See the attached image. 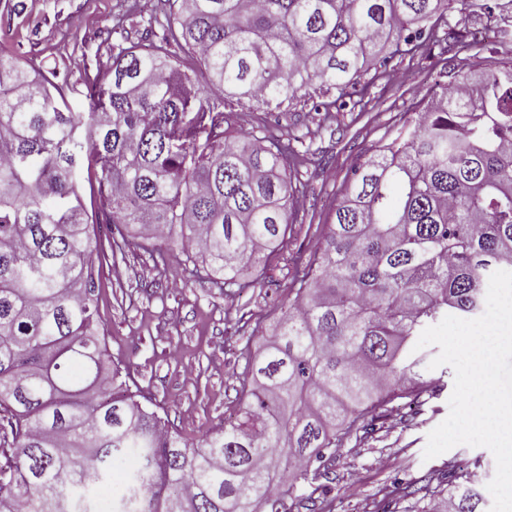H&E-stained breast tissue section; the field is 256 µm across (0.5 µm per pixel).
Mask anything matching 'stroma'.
Instances as JSON below:
<instances>
[{"instance_id":"stroma-1","label":"stroma","mask_w":512,"mask_h":512,"mask_svg":"<svg viewBox=\"0 0 512 512\" xmlns=\"http://www.w3.org/2000/svg\"><path fill=\"white\" fill-rule=\"evenodd\" d=\"M142 0H0V51L55 77L71 111L89 109L85 74L107 78L112 53L145 27L162 34L154 8ZM123 24H116V17ZM465 53L443 42L423 56H397L365 73V106L332 107L337 91L313 82L296 95L239 100L206 89L207 111L230 115L246 131H263L303 152L291 174L294 230L264 273L261 286L223 288L190 274L180 248L154 242L152 251L102 256L98 263L99 320L113 361L126 367L132 390L167 408L189 441L201 442L240 409L249 352L288 300L297 259H309L325 224L334 219L352 165L375 146L415 123L440 76L461 71ZM436 382L410 415L402 403L373 419L371 434L348 438L329 462L328 476L296 480L280 512H389L404 502L407 483L454 465H477L480 485L496 470L491 451L459 445L431 459L428 433L449 414L454 370L431 372Z\"/></svg>"}]
</instances>
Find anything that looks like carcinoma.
Segmentation results:
<instances>
[{
	"label": "carcinoma",
	"mask_w": 512,
	"mask_h": 512,
	"mask_svg": "<svg viewBox=\"0 0 512 512\" xmlns=\"http://www.w3.org/2000/svg\"><path fill=\"white\" fill-rule=\"evenodd\" d=\"M160 3L166 33L119 48L108 81L86 78L84 113L0 54V512H95L129 452L141 465L115 512H279L366 414L419 401L434 380L418 336L476 315L491 273L512 266L511 60L442 86L356 163L294 296L248 353L239 415L189 443L107 362L92 255L164 239L231 288L293 227V148L206 111L194 64L241 95L319 80L342 97L388 54L422 56L442 37L475 47L483 29L440 31L444 0ZM415 495L433 512H481L485 499L460 468L403 492Z\"/></svg>",
	"instance_id": "obj_1"
}]
</instances>
